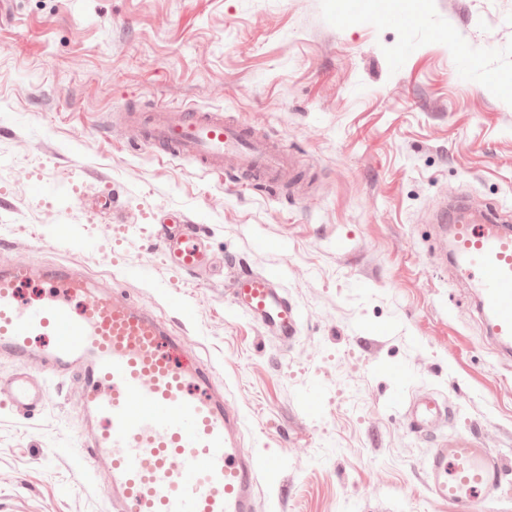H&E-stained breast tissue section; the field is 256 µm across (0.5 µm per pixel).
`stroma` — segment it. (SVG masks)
Wrapping results in <instances>:
<instances>
[{"mask_svg": "<svg viewBox=\"0 0 512 512\" xmlns=\"http://www.w3.org/2000/svg\"><path fill=\"white\" fill-rule=\"evenodd\" d=\"M342 0H0V263H75L161 319L209 363L273 461L257 512H454L422 470L412 396L447 395L445 433L482 435L512 466V356L487 337L426 214L468 198L512 216V0H423L373 17ZM187 103L279 139L289 180L238 191L136 145L121 112ZM72 183L38 196L36 184ZM206 230L196 281L153 245L158 219ZM135 225L127 249L123 225ZM63 237L79 241L64 252ZM278 272L301 316L288 346L236 314L225 258ZM68 378L30 417L0 405L7 512H108L79 466L87 415Z\"/></svg>", "mask_w": 512, "mask_h": 512, "instance_id": "stroma-1", "label": "stroma"}]
</instances>
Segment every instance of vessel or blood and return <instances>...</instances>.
I'll list each match as a JSON object with an SVG mask.
<instances>
[{
	"label": "vessel or blood",
	"instance_id": "b4317fda",
	"mask_svg": "<svg viewBox=\"0 0 512 512\" xmlns=\"http://www.w3.org/2000/svg\"><path fill=\"white\" fill-rule=\"evenodd\" d=\"M124 120L135 142L160 158L192 162L223 175L235 187L282 181L288 154L272 137L252 132L220 110L159 106ZM449 223L454 268L469 281L490 338L512 352V227L502 216L441 210ZM201 226L175 218L154 226V245L190 277L207 265ZM46 293L22 300L23 285ZM232 310L260 325L280 343L294 341L300 314L272 272L234 270L228 290ZM51 337L45 374L26 369L34 339ZM0 353L17 364L0 396L25 416L40 410L50 384L70 375L84 380L82 399L98 427L82 451L86 470L112 479V512H255L254 493L265 459L243 448L241 415L215 387L213 369L186 359L165 322L122 294H106L68 264L39 268L25 261L0 264ZM448 404L433 395L413 401L405 419L412 432L432 433ZM507 473L500 454L473 434L436 440L423 471L430 498L456 512H477L492 501Z\"/></svg>",
	"mask_w": 512,
	"mask_h": 512
}]
</instances>
